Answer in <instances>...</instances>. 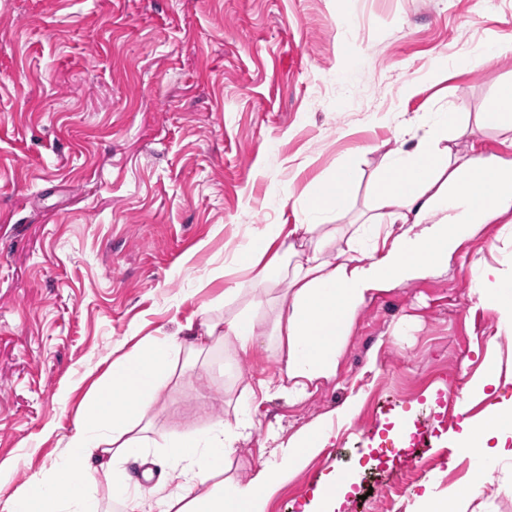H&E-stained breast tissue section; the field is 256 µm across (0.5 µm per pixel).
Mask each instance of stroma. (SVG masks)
<instances>
[{
  "instance_id": "stroma-1",
  "label": "stroma",
  "mask_w": 512,
  "mask_h": 512,
  "mask_svg": "<svg viewBox=\"0 0 512 512\" xmlns=\"http://www.w3.org/2000/svg\"><path fill=\"white\" fill-rule=\"evenodd\" d=\"M490 44L507 51L460 67ZM510 79L512 0H0V500L62 463L112 361L249 303L224 301L254 276L237 252L254 230L300 223L312 180L356 160L334 222L351 233L404 136L396 115L456 110L475 124ZM453 148L512 157V132L476 128ZM486 264L512 271L511 213L447 269L368 298L335 378L296 405L259 403L262 429L238 443L230 476L268 458L264 429L289 435L356 397L355 417L333 421L328 448L269 512H303L336 473L350 482L337 512H372L368 490L411 467L406 422L443 388L454 416L429 450L440 464L392 512H415L425 485H466L464 416L512 397V340L492 355L501 385L470 388L499 332L469 299ZM275 347L217 343L179 365L153 431L178 437L232 415L276 368Z\"/></svg>"
}]
</instances>
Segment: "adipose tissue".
Segmentation results:
<instances>
[{
    "label": "adipose tissue",
    "instance_id": "adipose-tissue-1",
    "mask_svg": "<svg viewBox=\"0 0 512 512\" xmlns=\"http://www.w3.org/2000/svg\"><path fill=\"white\" fill-rule=\"evenodd\" d=\"M419 134L403 140L379 170L374 184L375 215L337 241L327 221L341 211L357 176L347 161L328 179L307 188L304 218L299 224H273L254 233L239 250L240 263L256 268L255 278L226 288L225 297L252 295L263 305L272 277L286 279L276 297L271 334L276 339L278 373L248 389L232 418H220L204 431L166 440L169 460L184 490L157 501L158 512H267L273 495L307 459L325 448L331 422L350 420L358 402L338 407L334 418H319L288 439L268 433L276 449L245 481L225 477L224 462L241 438L252 435L256 400L283 392L294 400L308 396L318 382L336 374L352 322L368 293L427 276L448 261L482 225L512 209V159L461 158L447 146L448 138L471 133L457 112L421 121ZM470 295L494 310L502 327L512 326V274L485 267ZM187 358L214 342L243 351L253 347L259 327L251 314L232 320L187 319L180 325ZM172 339L153 340L113 362L106 388L98 392L84 421L67 443V465L28 481L9 497L6 512H97L89 491L94 475L111 480L121 512H144L138 488L123 480L129 457L143 453L149 441V416L162 386L176 372ZM467 438L476 440L477 459L499 465L512 462V406L494 404L478 417L464 419ZM484 482L473 470L470 483L441 494L426 490L419 512H448L456 500L467 512Z\"/></svg>",
    "mask_w": 512,
    "mask_h": 512
}]
</instances>
